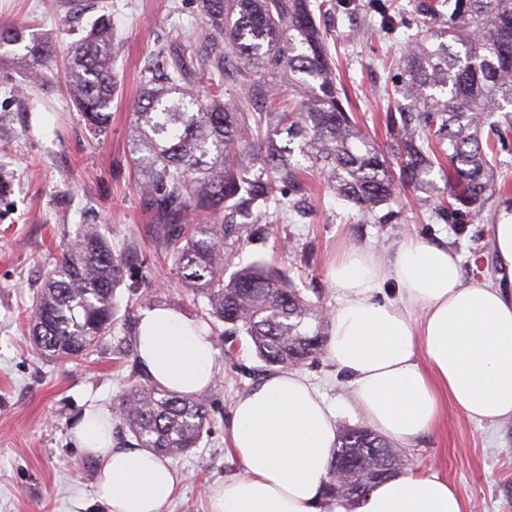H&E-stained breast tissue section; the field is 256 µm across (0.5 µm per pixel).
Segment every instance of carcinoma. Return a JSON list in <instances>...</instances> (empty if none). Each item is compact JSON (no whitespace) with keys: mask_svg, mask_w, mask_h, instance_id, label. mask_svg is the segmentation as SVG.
Listing matches in <instances>:
<instances>
[{"mask_svg":"<svg viewBox=\"0 0 512 512\" xmlns=\"http://www.w3.org/2000/svg\"><path fill=\"white\" fill-rule=\"evenodd\" d=\"M395 0H370L369 10L392 30ZM214 36L205 50L176 40L141 70V92L129 128L130 161L144 210L170 253L171 274L204 303L211 336L224 354L244 336L268 371L316 357L330 319L314 312L302 290L261 260L226 275L236 246L252 225L293 214L305 217L301 175L320 170L337 198L363 213L394 199L396 186L446 184L437 211L449 224L477 217L494 186V143L483 138L489 116L512 105V0H417L427 28L402 57L405 103L387 116L393 162L346 109L336 62L317 18L352 9L353 0H200ZM0 42L24 44L28 81L35 83L53 53L49 42L25 41V27L0 31ZM120 40L99 16L74 48L64 73L74 105L93 136L104 133L119 88L114 69ZM238 59L234 68L227 58ZM263 76L288 84V103L267 112ZM241 86L244 112L224 102V85ZM127 258L112 252L93 224L64 244L30 311L29 336L52 359L91 353L121 308L152 301L133 294L121 305L117 289L133 288ZM127 391L115 410V445L149 448L172 457L198 447L210 425L209 389L182 394L152 380L137 349ZM403 459L372 429L337 433L325 495L336 501V473L381 468L394 475Z\"/></svg>","mask_w":512,"mask_h":512,"instance_id":"1","label":"carcinoma"}]
</instances>
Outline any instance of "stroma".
<instances>
[{
    "label": "stroma",
    "mask_w": 512,
    "mask_h": 512,
    "mask_svg": "<svg viewBox=\"0 0 512 512\" xmlns=\"http://www.w3.org/2000/svg\"><path fill=\"white\" fill-rule=\"evenodd\" d=\"M358 2L357 15L333 19L330 49L355 118L386 149L399 60L420 27L385 32L379 17L368 16V0ZM44 3L0 0V29L32 24L54 50L43 85L22 98L15 89L24 76L15 62L24 49L0 46V144L10 146L0 152V512H109L95 494L97 465L76 447L70 431L85 410L114 413L130 368L116 363L112 348L126 328L117 324L86 356L49 361L35 353L26 315L62 246L92 221L114 250L136 244L146 262L144 285L162 305L202 319L200 305L172 278L156 244V228L132 182L128 133L145 58L169 39L202 43L208 33L200 24L199 0H54L49 12ZM104 13L122 38V85L110 125L96 141L72 104L63 71L72 47ZM303 189L308 216L254 225L236 261L264 260L328 312L339 304L326 276L338 249L353 245L386 253L406 235L453 249L467 281L512 282V274L499 268L492 243L493 224L512 209V190L490 196L480 219L448 224L433 216L434 190L398 187L394 201L367 216L337 199L318 172H306ZM301 372L340 409V425H365L358 411L348 409V382L326 356ZM265 377L249 343L230 357L216 350L210 429L198 448L171 459L179 481L165 512H208L211 486L241 474L226 431L237 395ZM406 451L412 469L440 471L477 512H512L511 422L478 424L452 410L441 427Z\"/></svg>",
    "instance_id": "35a3bbf8"
}]
</instances>
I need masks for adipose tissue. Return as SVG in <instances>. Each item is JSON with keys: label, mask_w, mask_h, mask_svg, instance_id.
I'll use <instances>...</instances> for the list:
<instances>
[{"label": "adipose tissue", "mask_w": 512, "mask_h": 512, "mask_svg": "<svg viewBox=\"0 0 512 512\" xmlns=\"http://www.w3.org/2000/svg\"><path fill=\"white\" fill-rule=\"evenodd\" d=\"M340 305L326 355L348 378L352 408L406 445L439 422L445 405L477 422L512 421V290L465 282L454 251L416 236L389 258L345 247L327 268ZM397 296L382 298L386 283ZM138 352L158 384L191 394L212 378L205 323L164 308L144 313ZM339 411L294 369L270 374L233 410L231 448L240 476L216 485L211 512H345L324 488ZM72 434L98 465L97 494L109 512H163L177 478L146 448H117L112 426L84 413ZM357 512H471L442 474L408 471L376 483Z\"/></svg>", "instance_id": "obj_1"}]
</instances>
